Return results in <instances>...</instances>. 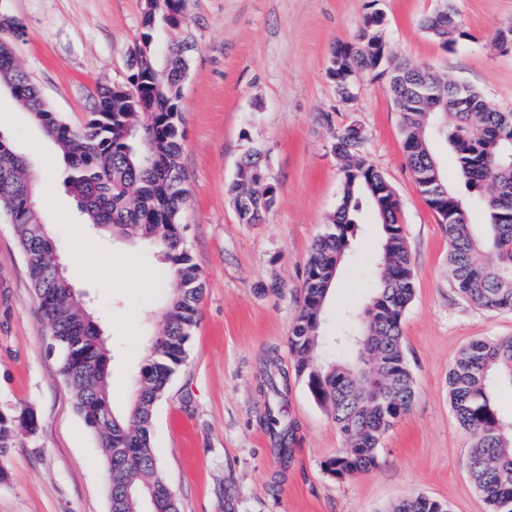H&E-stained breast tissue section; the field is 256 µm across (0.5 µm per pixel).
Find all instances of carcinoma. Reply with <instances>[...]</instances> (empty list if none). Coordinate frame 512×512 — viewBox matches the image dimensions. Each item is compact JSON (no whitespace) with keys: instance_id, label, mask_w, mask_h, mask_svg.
I'll return each mask as SVG.
<instances>
[{"instance_id":"carcinoma-1","label":"carcinoma","mask_w":512,"mask_h":512,"mask_svg":"<svg viewBox=\"0 0 512 512\" xmlns=\"http://www.w3.org/2000/svg\"><path fill=\"white\" fill-rule=\"evenodd\" d=\"M178 0H147L142 36L149 37L158 13L178 24ZM383 16L373 7L353 43L336 48L346 69H328L338 95L348 73L371 71L383 42ZM423 29L434 39L453 43L465 36L453 0L428 15ZM15 18L0 15V87L13 97L63 154V186L77 202L85 223L114 238L151 242L168 265L173 292L165 297L162 328L151 338L147 363L128 414L114 412L109 394L110 349L103 331L87 311L64 272L54 265L55 244L41 222L28 160L0 134V211L13 224L46 327L54 329L53 352L59 372L74 390L75 409L100 444L107 464L110 512H180L178 500L160 472L152 445L155 403L187 358V342L197 325L202 282L199 267L185 246L180 216L188 189L180 163L182 133L170 87L186 67L174 54L158 85L150 56L139 60L129 82H139L133 99L110 84L94 90L95 108L81 128L44 103L15 59L12 41L24 37ZM398 81L386 87L397 112L403 148L415 182L448 234V263L456 292L473 304L512 312V111L489 104L475 89L437 79L428 67L396 68ZM442 136L453 152L465 190L484 210L477 233L465 198L450 188L432 150ZM340 203L325 232L315 241L303 284V300L288 333L295 371L314 399L332 412L344 448L325 470L349 479L368 470L382 437L401 419L414 397V379L404 354L401 321L415 293L413 262L399 222L400 201L376 167L346 155ZM257 155L243 158L227 187L239 219L258 224L276 204L272 195L259 203L252 183ZM368 205L382 228L380 275L368 304L377 309L366 323H349L334 336L322 335L323 311L336 273L358 225L354 216ZM352 352L334 364L319 359L326 341ZM287 375L270 363L266 386L271 401L265 421L280 424L276 398ZM495 381L512 385V336L468 342L448 372L451 408L472 439L469 472L488 512H512V427L502 423L493 404ZM37 429L31 412L0 413V448L9 447L21 425ZM392 512H449L425 497L400 500Z\"/></svg>"}]
</instances>
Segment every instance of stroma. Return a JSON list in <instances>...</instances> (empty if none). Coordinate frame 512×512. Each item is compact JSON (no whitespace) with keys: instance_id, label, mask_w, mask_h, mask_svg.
<instances>
[{"instance_id":"1","label":"stroma","mask_w":512,"mask_h":512,"mask_svg":"<svg viewBox=\"0 0 512 512\" xmlns=\"http://www.w3.org/2000/svg\"><path fill=\"white\" fill-rule=\"evenodd\" d=\"M442 4L382 0L392 63L430 67L512 110V54L493 41L512 23V0H455L465 35L448 45L421 26ZM368 6L186 0L182 22L174 27L157 18L146 41L145 0H0V12L26 32L15 46L17 60L49 107L74 126L91 112L96 84L128 81L140 44H148L161 71L173 49L188 59L177 101L189 189L182 221L203 295L188 357L153 418L160 470L181 512H390L412 495L446 503L451 512H485L470 484L471 439L453 415L448 371L470 340L512 335V313L482 309L455 291L448 237L406 162L385 78L365 75L357 98L345 103L328 75L334 47L354 40ZM353 124L365 133L356 155L384 174L401 203L415 275L401 330L415 393L374 466L339 481L323 464L343 447L342 435L296 375L287 336L313 245L342 194L345 161L332 147ZM0 134L29 160L33 179L51 182L52 196L39 212L74 290L102 323L113 349L112 407L125 413L159 327L168 269L150 244L115 240L85 224L57 178V146L3 88ZM256 150L277 203L261 223L243 224L226 187ZM355 220L357 234L325 304L328 336L341 317L366 305L379 273L376 218L365 208ZM48 340L13 227L0 215V412L29 410L37 419L35 433L17 431L0 453V512H109L98 442L74 409ZM272 361L288 376L280 406L294 433L285 459L264 420Z\"/></svg>"}]
</instances>
